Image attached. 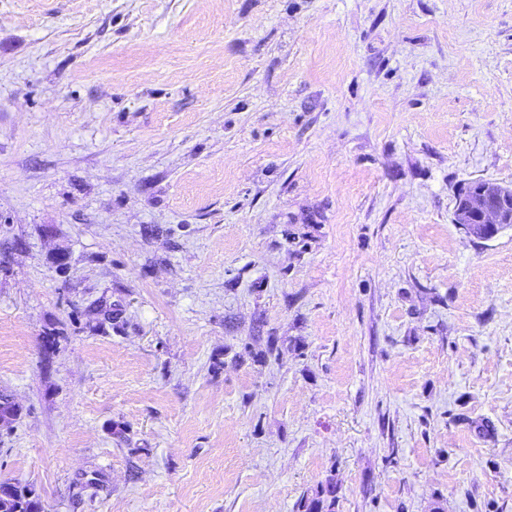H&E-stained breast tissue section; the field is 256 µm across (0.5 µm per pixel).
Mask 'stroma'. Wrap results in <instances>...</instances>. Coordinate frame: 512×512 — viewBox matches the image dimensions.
<instances>
[{
  "label": "stroma",
  "mask_w": 512,
  "mask_h": 512,
  "mask_svg": "<svg viewBox=\"0 0 512 512\" xmlns=\"http://www.w3.org/2000/svg\"><path fill=\"white\" fill-rule=\"evenodd\" d=\"M477 180L512 185V0H0V480L512 512V227L455 224Z\"/></svg>",
  "instance_id": "stroma-1"
}]
</instances>
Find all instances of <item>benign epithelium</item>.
I'll return each mask as SVG.
<instances>
[{"instance_id": "1", "label": "benign epithelium", "mask_w": 512, "mask_h": 512, "mask_svg": "<svg viewBox=\"0 0 512 512\" xmlns=\"http://www.w3.org/2000/svg\"><path fill=\"white\" fill-rule=\"evenodd\" d=\"M454 221L477 239L495 236L512 227V186L484 180L455 208Z\"/></svg>"}]
</instances>
